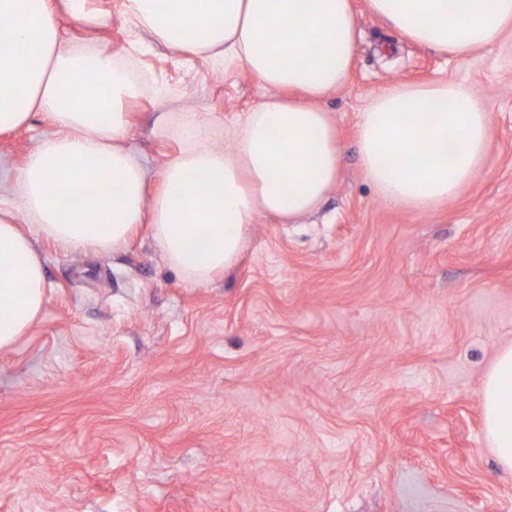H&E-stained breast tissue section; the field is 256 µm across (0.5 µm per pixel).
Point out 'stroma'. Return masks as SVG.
Instances as JSON below:
<instances>
[{"instance_id":"obj_1","label":"stroma","mask_w":512,"mask_h":512,"mask_svg":"<svg viewBox=\"0 0 512 512\" xmlns=\"http://www.w3.org/2000/svg\"><path fill=\"white\" fill-rule=\"evenodd\" d=\"M351 3L350 77L320 101L340 173L315 212L257 216L239 263L203 287L143 231L119 254L38 243L45 305L0 353V512H512L480 398L512 340V34L449 61ZM89 7L106 26L61 25L138 82L125 145L149 190L184 115L209 113L220 145L276 94L135 26L127 0ZM444 80L485 104V161L435 210L387 206L359 162V114L391 86ZM54 131L39 112L0 134L1 201Z\"/></svg>"}]
</instances>
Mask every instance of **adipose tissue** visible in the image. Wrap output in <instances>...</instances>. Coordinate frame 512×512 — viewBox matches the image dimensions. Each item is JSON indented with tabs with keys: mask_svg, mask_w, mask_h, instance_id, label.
<instances>
[{
	"mask_svg": "<svg viewBox=\"0 0 512 512\" xmlns=\"http://www.w3.org/2000/svg\"><path fill=\"white\" fill-rule=\"evenodd\" d=\"M479 10H472V2ZM405 38L462 56L512 32V0H368ZM89 0H0V133L34 113L56 127L19 168L15 201L0 206V351L13 349L45 302L49 240L63 252L120 253L140 228L187 284L201 287L232 268L256 215L295 223L337 180L336 126L319 99L342 87L358 26L350 0H127L132 18L174 48L243 64L259 82L301 100H265L210 135L206 114L171 133L183 143L161 187L124 146L125 103L134 83L103 49H66L56 11L106 25ZM484 104L469 86L444 81L377 93L358 121L361 166L387 204L430 211L473 179L489 147ZM89 186L82 206L61 207L60 181ZM484 435L512 473V342L502 344L480 392Z\"/></svg>",
	"mask_w": 512,
	"mask_h": 512,
	"instance_id": "1",
	"label": "adipose tissue"
}]
</instances>
